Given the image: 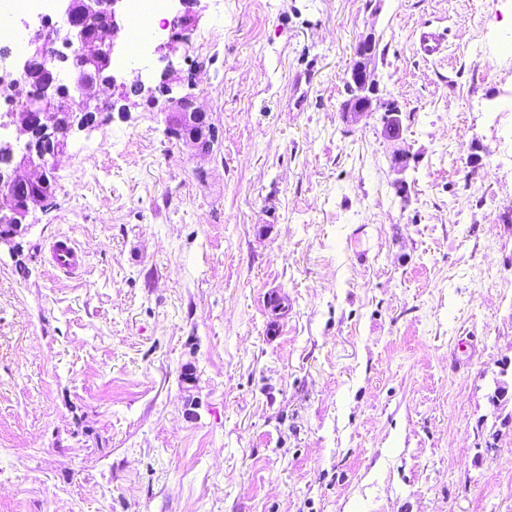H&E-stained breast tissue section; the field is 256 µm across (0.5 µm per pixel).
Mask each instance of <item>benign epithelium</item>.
<instances>
[{"label":"benign epithelium","mask_w":512,"mask_h":512,"mask_svg":"<svg viewBox=\"0 0 512 512\" xmlns=\"http://www.w3.org/2000/svg\"><path fill=\"white\" fill-rule=\"evenodd\" d=\"M67 17V27L60 30L45 23L28 40L29 52L17 68L19 74H29L36 81L56 89V93H42L26 97L13 112L0 113V130L12 129L7 139L0 138V153L10 157L13 165L0 170V243L12 239L22 231L28 215L46 207L48 197L29 193L33 186L52 180L50 163L64 152L70 132L94 126L95 112L89 111V102L95 99L90 91L98 89L105 94L104 107L111 110L115 103L130 101V95L159 92L165 97L163 114L171 135L201 156L209 155L214 146V124L207 112L196 104L195 97L180 91L181 79L174 68L172 57L179 46H188L193 30L188 5L200 0H169L174 11L173 33L156 47L161 59L168 61L156 87L145 85L141 74L128 82L114 75L108 62L112 59L116 39L121 32L117 16L123 0H60ZM62 40L68 48L81 53L70 68L68 81L60 79V72L49 60V45ZM373 36L359 44L357 59L347 71L348 83L357 94L346 104L345 111L361 115L374 111L373 74L365 67L364 56L370 53ZM41 61V68L33 70V59Z\"/></svg>","instance_id":"1"}]
</instances>
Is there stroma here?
Returning a JSON list of instances; mask_svg holds the SVG:
<instances>
[{
	"label": "stroma",
	"mask_w": 512,
	"mask_h": 512,
	"mask_svg": "<svg viewBox=\"0 0 512 512\" xmlns=\"http://www.w3.org/2000/svg\"><path fill=\"white\" fill-rule=\"evenodd\" d=\"M195 10L212 155L99 114L0 245V512H512V0ZM369 34L395 140L343 110ZM49 253L52 265L62 273L70 274L84 265L82 253L68 238L53 241Z\"/></svg>",
	"instance_id": "1"
}]
</instances>
